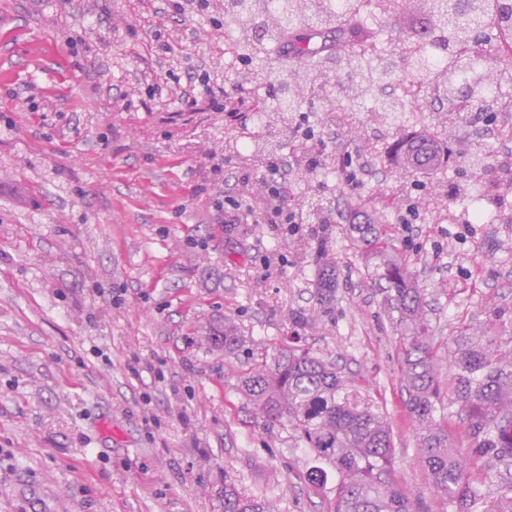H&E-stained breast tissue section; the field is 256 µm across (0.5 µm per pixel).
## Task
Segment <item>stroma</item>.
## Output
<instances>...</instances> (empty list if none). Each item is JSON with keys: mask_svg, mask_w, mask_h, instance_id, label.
<instances>
[{"mask_svg": "<svg viewBox=\"0 0 512 512\" xmlns=\"http://www.w3.org/2000/svg\"><path fill=\"white\" fill-rule=\"evenodd\" d=\"M213 17L174 16L158 0H0V512H224L228 478L277 512H327L335 480L315 488L304 442L239 387L293 336L335 361L351 403L388 418L412 502L446 512L403 405L400 334L346 229L389 228L440 349L463 323L512 349V144L500 134L512 113L489 126L468 115L454 136L443 111L371 123L368 97L349 121L308 110L323 168L346 154L368 163L353 186L305 171L288 185L296 207L333 203L338 279L324 305L314 225L289 234L263 208L238 219L213 207L265 175L268 156L300 154V135L256 153L250 118L170 119L190 107L180 92L191 73L230 92L277 84V44L263 69L230 56L229 28ZM155 83L168 96H153ZM126 93L132 106L114 108ZM425 130L450 156L421 179L393 151ZM471 143L496 183L484 199L493 224L461 210L475 185ZM410 205L419 217L402 223ZM228 322L243 338L231 356Z\"/></svg>", "mask_w": 512, "mask_h": 512, "instance_id": "35a3bbf8", "label": "stroma"}]
</instances>
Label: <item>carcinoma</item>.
<instances>
[{"label":"carcinoma","mask_w":512,"mask_h":512,"mask_svg":"<svg viewBox=\"0 0 512 512\" xmlns=\"http://www.w3.org/2000/svg\"><path fill=\"white\" fill-rule=\"evenodd\" d=\"M251 0L250 11L265 17L267 35L288 38L291 53L282 66L274 93L276 108L267 122L288 130L304 102L296 87L326 92L343 73L357 98L391 82L397 65L412 80L407 100L423 104L433 90L453 108L448 126L464 112L492 117L503 111L501 100L463 90L462 76L479 65L512 70V0H427L428 23L409 39L398 38L393 50H381L376 33L362 35L364 10L371 9L375 29L385 32L390 16L403 0ZM245 0H224V14L242 29L241 47L265 62L260 39L239 16ZM429 144L416 145L405 166L430 164ZM349 234L377 260L375 277L386 288L398 313L396 329L404 346L401 381L405 408L419 429L421 458L430 485L451 512H512V477L491 489L475 476L512 465V354L500 350L495 336H474L466 327L452 338L451 367L455 391L466 421L468 446H458L448 429L449 414L437 409L440 380L438 350L425 313V289L413 277L393 240L380 225L350 224ZM318 297L331 301L335 269L328 259L316 274ZM241 388L258 413L273 425L289 427L314 454L319 465L311 484L324 486L336 472L335 496L328 512H412V502L392 464V429L387 418L368 408L357 409L346 396L345 379L336 364L308 349L290 348L271 367L261 364L243 375ZM224 512H275L270 502L243 495L224 478Z\"/></svg>","instance_id":"obj_1"}]
</instances>
